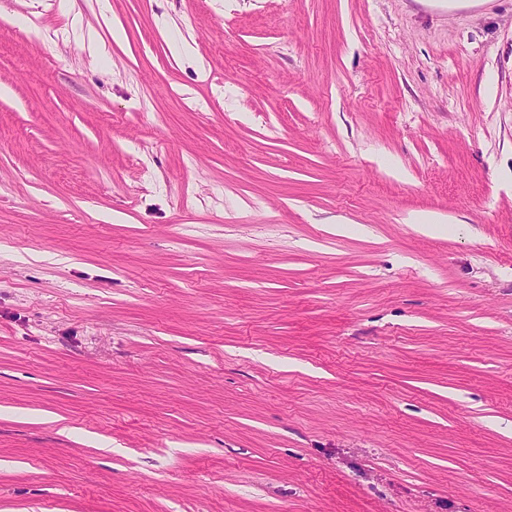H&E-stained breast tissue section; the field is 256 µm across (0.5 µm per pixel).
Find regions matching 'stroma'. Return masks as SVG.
<instances>
[{
	"instance_id": "stroma-1",
	"label": "stroma",
	"mask_w": 512,
	"mask_h": 512,
	"mask_svg": "<svg viewBox=\"0 0 512 512\" xmlns=\"http://www.w3.org/2000/svg\"><path fill=\"white\" fill-rule=\"evenodd\" d=\"M0 16V512H512V0Z\"/></svg>"
}]
</instances>
